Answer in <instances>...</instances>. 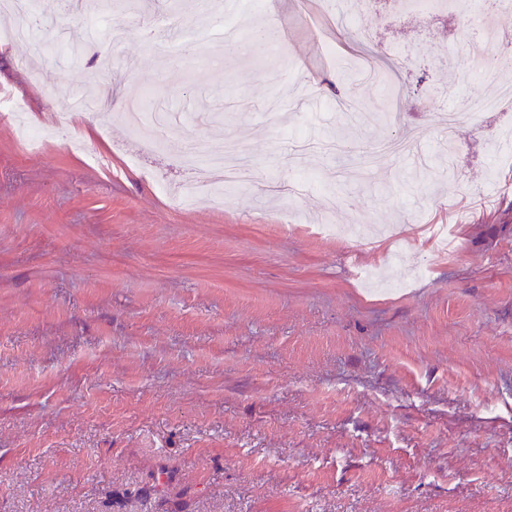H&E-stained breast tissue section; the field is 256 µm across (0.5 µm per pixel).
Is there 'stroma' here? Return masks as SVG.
Here are the masks:
<instances>
[{"mask_svg": "<svg viewBox=\"0 0 512 512\" xmlns=\"http://www.w3.org/2000/svg\"><path fill=\"white\" fill-rule=\"evenodd\" d=\"M207 2L221 25L149 0L223 57L193 75L143 19L61 0L35 11L82 67L34 65L45 28L0 43V94L41 129L114 61L80 148H28L0 106V512H512V118L440 128L503 100L512 61L484 83L458 53L468 2ZM268 21L275 57L223 56ZM149 93L157 146L124 114ZM352 97L393 98L418 152L370 150ZM228 136L253 182L176 202L186 140ZM448 221L451 262L402 231ZM473 112H458L456 109H448V113L444 114L446 125L448 126V142H453L455 127L462 121H476L477 118L485 111L492 108V104L483 100H473L470 103Z\"/></svg>", "mask_w": 512, "mask_h": 512, "instance_id": "35a3bbf8", "label": "stroma"}]
</instances>
